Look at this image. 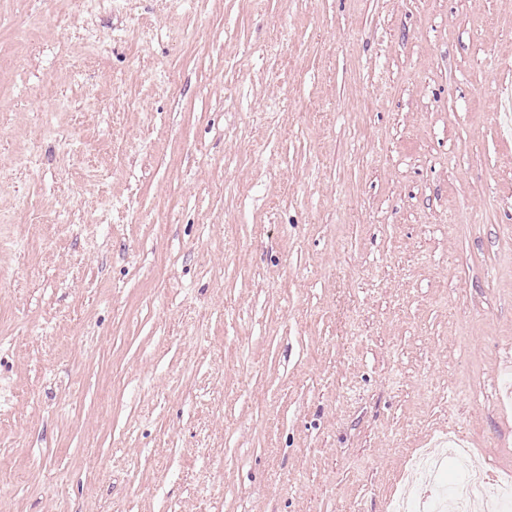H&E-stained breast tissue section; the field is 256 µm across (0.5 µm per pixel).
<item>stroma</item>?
<instances>
[{
	"instance_id": "1",
	"label": "stroma",
	"mask_w": 512,
	"mask_h": 512,
	"mask_svg": "<svg viewBox=\"0 0 512 512\" xmlns=\"http://www.w3.org/2000/svg\"><path fill=\"white\" fill-rule=\"evenodd\" d=\"M511 384L512 0H0V512H388Z\"/></svg>"
}]
</instances>
